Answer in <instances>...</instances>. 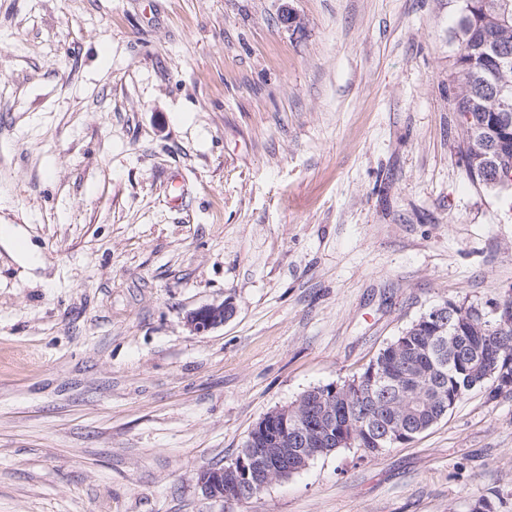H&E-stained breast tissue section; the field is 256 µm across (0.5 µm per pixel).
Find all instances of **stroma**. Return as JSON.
Here are the masks:
<instances>
[{"mask_svg":"<svg viewBox=\"0 0 512 512\" xmlns=\"http://www.w3.org/2000/svg\"><path fill=\"white\" fill-rule=\"evenodd\" d=\"M458 7L0 0V512H512L487 386L261 498L198 483L432 307L512 299V193L458 153ZM230 304H209L198 307L186 315V325L194 334H204L224 324L233 315Z\"/></svg>","mask_w":512,"mask_h":512,"instance_id":"stroma-1","label":"stroma"}]
</instances>
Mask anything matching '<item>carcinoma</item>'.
<instances>
[{
  "mask_svg": "<svg viewBox=\"0 0 512 512\" xmlns=\"http://www.w3.org/2000/svg\"><path fill=\"white\" fill-rule=\"evenodd\" d=\"M471 0H460L455 37L460 50L456 76L462 90L455 111L468 118L465 134L481 137L498 123V115L489 103L495 90L506 88L512 107V67L500 70L488 57L484 42L468 36L479 24L470 9ZM496 10L506 17L509 27L497 29L498 36L512 48V0H492ZM500 175L499 188L512 189V149L495 161L488 175ZM452 307L448 323L438 328L418 318L405 328L376 359L349 384L348 405L341 420H349L370 432L404 428L422 433L447 416L448 397L460 399L467 392L494 384V391L512 390V322L504 323L493 310L473 305L445 302ZM380 369L392 380L378 383L368 377ZM330 386L314 387L304 392L288 418V427L313 421L325 403Z\"/></svg>",
  "mask_w": 512,
  "mask_h": 512,
  "instance_id": "carcinoma-1",
  "label": "carcinoma"
}]
</instances>
